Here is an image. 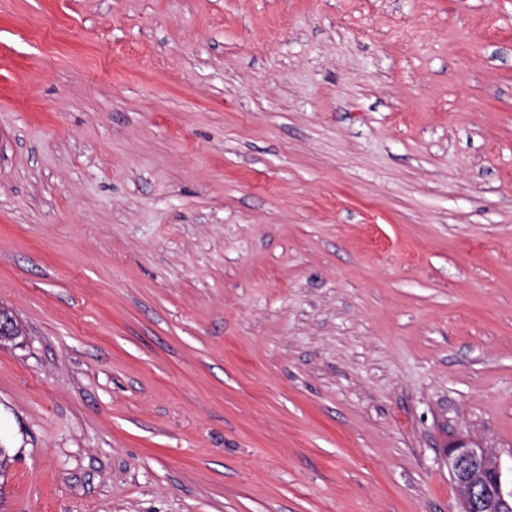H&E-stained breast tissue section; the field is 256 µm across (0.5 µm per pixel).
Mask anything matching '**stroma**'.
Segmentation results:
<instances>
[{
    "label": "stroma",
    "mask_w": 512,
    "mask_h": 512,
    "mask_svg": "<svg viewBox=\"0 0 512 512\" xmlns=\"http://www.w3.org/2000/svg\"><path fill=\"white\" fill-rule=\"evenodd\" d=\"M0 512H457L512 455V0H0ZM23 333L16 316L5 307H0V346L12 342ZM439 456L456 491L458 512L512 511V455L510 462H502L491 448L460 436Z\"/></svg>",
    "instance_id": "1"
}]
</instances>
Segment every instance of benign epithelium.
<instances>
[{
  "mask_svg": "<svg viewBox=\"0 0 512 512\" xmlns=\"http://www.w3.org/2000/svg\"><path fill=\"white\" fill-rule=\"evenodd\" d=\"M22 333L16 316L1 306L0 346ZM439 456L456 491L458 512H512V461H501L481 442L465 436L448 442Z\"/></svg>",
  "mask_w": 512,
  "mask_h": 512,
  "instance_id": "obj_1",
  "label": "benign epithelium"
}]
</instances>
